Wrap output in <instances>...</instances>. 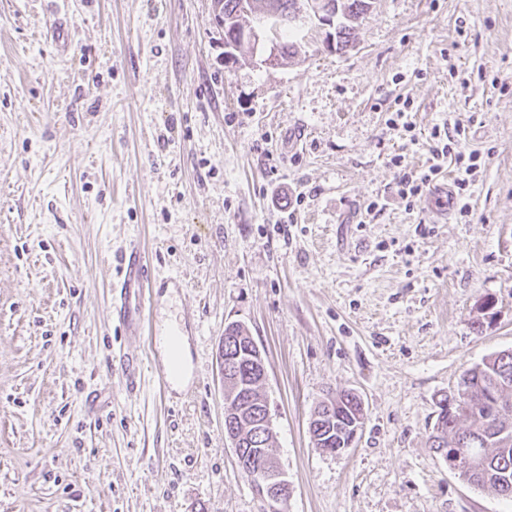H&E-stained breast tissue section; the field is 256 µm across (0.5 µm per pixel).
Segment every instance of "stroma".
Instances as JSON below:
<instances>
[{"label": "stroma", "instance_id": "stroma-1", "mask_svg": "<svg viewBox=\"0 0 512 512\" xmlns=\"http://www.w3.org/2000/svg\"><path fill=\"white\" fill-rule=\"evenodd\" d=\"M293 34L301 57L264 35L232 65L213 0H0V512H260L224 436L230 323L265 359L287 512H512L428 443L440 395L512 350V0H372L332 54ZM444 123L481 155L464 215L451 163L394 192ZM132 242L183 283L157 298L191 355L167 391L110 315ZM344 390L363 426L320 453ZM350 404L351 401L348 399L347 404H345L346 410L343 411V413H340L342 414V419L347 420L348 424L352 423L357 413L361 412L357 404ZM340 406L341 404L339 403V400H336V397L330 398V400H325L322 408L316 410L310 419L309 433L313 439L315 448H318L323 453L336 455L345 452L348 448L352 447L358 430L362 426L363 417L357 415L356 420H354L345 431L344 437H341L340 447L336 448V445H339V436L337 433L336 444H333V446L330 447L334 440L331 436L334 433L336 412L340 409Z\"/></svg>", "mask_w": 512, "mask_h": 512}]
</instances>
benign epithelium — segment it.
Wrapping results in <instances>:
<instances>
[{"label":"benign epithelium","instance_id":"1","mask_svg":"<svg viewBox=\"0 0 512 512\" xmlns=\"http://www.w3.org/2000/svg\"><path fill=\"white\" fill-rule=\"evenodd\" d=\"M336 13L331 0H299L294 7L292 21L314 19L320 28L326 29L333 26ZM238 357L248 365L249 372L244 377L230 370L225 352L219 353L224 385V434L231 441L241 471L251 478L252 487L263 503V512H283L292 495V487L278 460L270 452L272 423L267 402L259 393L266 379L265 360L249 335L238 342ZM339 409L340 403L333 397L324 401L322 408L315 411L310 419L309 433L314 446L324 453L336 455L345 452L352 447L362 426L363 418L359 416L340 439V447L332 446ZM434 452L449 460L448 467L460 473L475 464L479 455V449L469 447L466 440L451 450L441 447Z\"/></svg>","mask_w":512,"mask_h":512}]
</instances>
